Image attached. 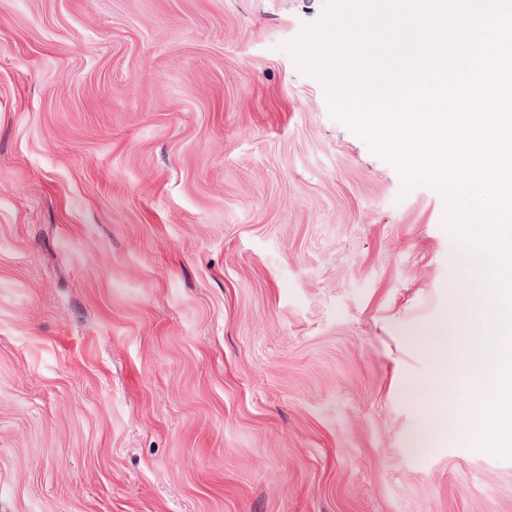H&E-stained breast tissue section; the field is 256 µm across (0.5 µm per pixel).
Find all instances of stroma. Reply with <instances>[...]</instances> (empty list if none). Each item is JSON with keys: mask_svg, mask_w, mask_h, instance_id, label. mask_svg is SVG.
I'll use <instances>...</instances> for the list:
<instances>
[{"mask_svg": "<svg viewBox=\"0 0 512 512\" xmlns=\"http://www.w3.org/2000/svg\"><path fill=\"white\" fill-rule=\"evenodd\" d=\"M323 0H0V512H512L412 385L443 197L284 43Z\"/></svg>", "mask_w": 512, "mask_h": 512, "instance_id": "obj_1", "label": "stroma"}]
</instances>
